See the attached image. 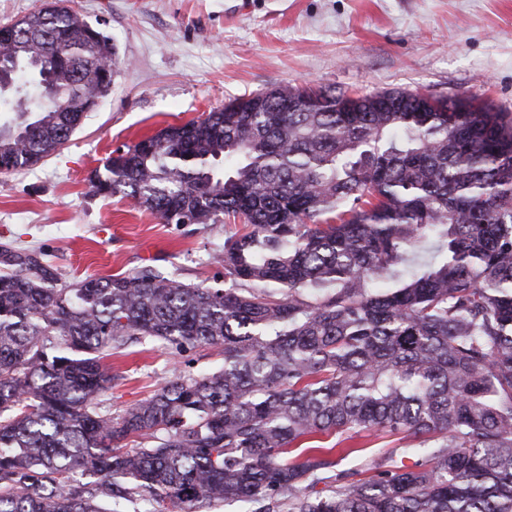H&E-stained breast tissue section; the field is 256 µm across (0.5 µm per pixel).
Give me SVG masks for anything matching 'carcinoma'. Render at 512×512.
Instances as JSON below:
<instances>
[{"mask_svg": "<svg viewBox=\"0 0 512 512\" xmlns=\"http://www.w3.org/2000/svg\"><path fill=\"white\" fill-rule=\"evenodd\" d=\"M0 36L10 173L61 150L112 87L111 39L53 0ZM93 192L165 224L242 221L224 286L159 267L61 283L0 246V512H512V117L412 91L281 85L116 150ZM213 347L112 414V350ZM402 434L414 467L329 474L323 435ZM140 439L124 448V441Z\"/></svg>", "mask_w": 512, "mask_h": 512, "instance_id": "cac0c4a2", "label": "carcinoma"}]
</instances>
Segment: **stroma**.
I'll return each mask as SVG.
<instances>
[{"instance_id": "stroma-1", "label": "stroma", "mask_w": 512, "mask_h": 512, "mask_svg": "<svg viewBox=\"0 0 512 512\" xmlns=\"http://www.w3.org/2000/svg\"><path fill=\"white\" fill-rule=\"evenodd\" d=\"M115 47L111 91L60 153L0 174V244L36 248L63 282L158 266L186 284L224 279L214 255L237 221L164 224L91 173L117 148L229 99L280 85L348 94L418 91L512 114V0H70ZM215 349L151 343L113 353L120 414L174 374L221 368Z\"/></svg>"}]
</instances>
